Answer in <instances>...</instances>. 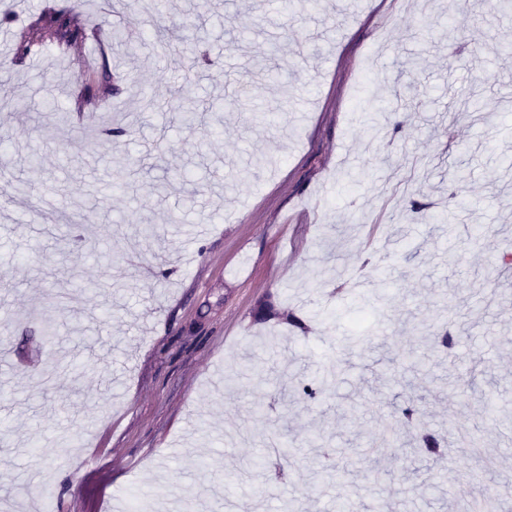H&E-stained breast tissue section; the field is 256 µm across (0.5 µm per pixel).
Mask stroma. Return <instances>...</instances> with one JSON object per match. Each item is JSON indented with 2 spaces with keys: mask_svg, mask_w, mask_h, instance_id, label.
<instances>
[{
  "mask_svg": "<svg viewBox=\"0 0 512 512\" xmlns=\"http://www.w3.org/2000/svg\"><path fill=\"white\" fill-rule=\"evenodd\" d=\"M113 2L0 0V512L46 491L53 512L134 491L175 512H330L340 490L355 512H467L489 489L512 512V16L220 0L213 19L167 0L159 33L209 36L161 59L147 0H121L139 46L103 53ZM49 7L89 40L15 58ZM82 66L112 93L78 126ZM185 86L193 130L169 110ZM113 150L132 161L118 192ZM265 300L307 332L254 321ZM336 366L318 399L292 393ZM409 406L449 453L382 434ZM272 440L292 450L281 483L246 467Z\"/></svg>",
  "mask_w": 512,
  "mask_h": 512,
  "instance_id": "35a3bbf8",
  "label": "stroma"
}]
</instances>
